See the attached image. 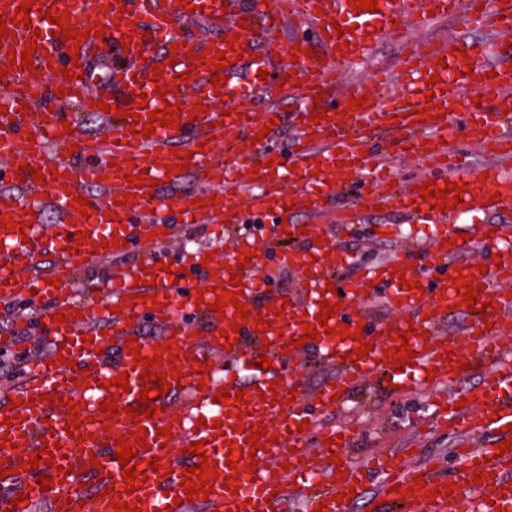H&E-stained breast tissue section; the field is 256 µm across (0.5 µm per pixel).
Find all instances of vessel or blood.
<instances>
[{"instance_id": "1", "label": "vessel or blood", "mask_w": 512, "mask_h": 512, "mask_svg": "<svg viewBox=\"0 0 512 512\" xmlns=\"http://www.w3.org/2000/svg\"><path fill=\"white\" fill-rule=\"evenodd\" d=\"M23 0H0L5 35L0 36V159L11 173L20 174L26 198L0 193V301L37 297L46 305L38 320L49 327L44 338L46 356L29 360L17 390L0 396V409L11 408L12 424H0V512H31L32 504L46 501L53 512H115V503H136L141 512H272L289 496L303 502V512H351L340 492L363 493L370 476L379 479L370 512H512V451L498 453L512 440V346L503 338L512 334L505 320L512 318V233L502 225L474 227L475 240L489 248L486 271L469 260L470 245L456 239L450 224L483 209L485 203L512 202V0H378L375 11H356L352 0H240L227 9L223 0H35L30 13H20ZM63 24H55V17ZM464 17L467 26L494 28L496 44L481 59L461 57L456 39L415 43L409 33L430 23ZM203 17L208 25L238 34L246 51L264 44L263 59L251 60L253 73L238 83L224 112L190 113L189 95L214 97L211 69L226 56L224 77H234L242 62L229 43L219 40L197 51L184 45L178 30L185 21ZM312 24L322 50L307 54V42L296 40L283 47L281 33L295 23ZM101 25L112 35V45L127 65L98 76L85 59H74L62 48L64 30L86 31ZM397 39L400 51L394 65L373 70V93H363L349 73L352 64L365 60L375 43ZM35 42L31 67H23V45ZM160 46L166 57L161 78L157 69L141 64L140 54ZM298 55L294 64L279 63L284 53ZM273 65L266 79L259 70ZM219 65V64H218ZM81 76L70 80L67 70ZM438 83H431V76ZM469 86L462 94L461 86ZM495 87L490 105L476 106L486 87ZM59 96L67 112L46 107V95ZM364 97L361 109L348 110L350 98ZM266 101L265 111L239 110L238 100ZM127 102L130 114L118 117L115 107ZM293 104L290 112L281 103ZM108 104L109 123L103 135L87 138L81 113L98 114ZM182 104L176 127L150 125L149 112L166 104ZM326 112V119L312 117ZM293 129L294 151L281 157L262 132L270 120ZM34 130L35 141L24 143L21 131ZM382 132L388 139L368 151V137ZM186 141L187 150L173 153L172 145ZM483 146L490 160L484 168L470 169L462 159L463 144ZM226 145L219 153L218 145ZM72 149L69 160L57 159L58 147ZM405 153L433 169V176L395 181L391 160ZM364 174L362 195L368 208L382 207L411 224H428L431 237L422 244L403 246L391 259L375 265H356L353 256L334 238L314 241V224L324 221L346 226L359 221L356 205L332 208L340 196L341 163ZM186 165L196 174L193 203L182 206L176 219H145L152 205H165L160 183L166 170ZM143 177L133 187L129 177ZM436 188L460 185L462 202L441 211L432 208L419 191L427 181ZM98 195H89V188ZM133 192L131 203L124 193ZM247 196L250 208L268 215L275 234L266 244L278 266L293 271L300 284L297 294L271 289L261 276L260 255L254 254L236 200ZM87 199L86 209L72 198ZM57 216L55 232L41 223L44 208ZM308 211L313 224L300 227L292 220ZM23 223L22 231H6L4 221ZM200 222L238 233L235 250L227 261L208 259V247H198L181 261L177 277L160 271L161 248L175 239L182 226ZM302 240V247L286 246V239ZM83 254H75V247ZM57 258L41 273L33 268L47 249ZM135 254L124 270L107 271L102 282L87 284L96 293L93 310L66 294L81 270L103 260ZM420 269H412L414 260ZM158 270L154 284H145L147 267ZM205 270L208 288L187 287L192 272ZM421 283L420 292L407 289ZM383 289L388 306L399 312L394 322H373L368 310L371 284ZM485 301L484 312L473 315L471 325L447 328L448 314L468 312L463 303L467 286ZM233 293L236 301L222 312L208 310L217 288ZM355 302L347 311L339 299ZM335 304L327 332L303 344L305 325L322 314L323 303ZM248 309L240 319L238 304ZM271 320L270 330H258L257 316ZM107 320V332L95 323ZM162 331V340L176 352L174 363L156 366L152 389L170 385L180 404L166 398L155 404L159 415L128 416L137 406L145 385L142 365L130 354L138 342L144 356L156 355L154 340L145 336V323ZM346 324L348 339L333 329ZM407 334L413 358L398 352L399 334ZM369 354H362L364 344ZM335 366V379L310 389L303 373L308 350ZM490 362L481 383L472 388V400L461 401L452 385L461 375L466 354ZM272 362L258 369L260 358ZM178 381L165 382L169 371ZM127 373V391L113 380ZM391 383L396 394L411 383L446 387L436 400L437 424L456 438L452 459L461 463L448 473L435 461L410 463L398 451L388 450L364 464L317 470L306 449L316 440L324 458L345 454L356 436L353 427L327 425L322 415L336 402H348L369 383ZM244 394L247 406L222 404L220 389ZM117 397V418L100 404ZM78 405L82 424L70 428L71 405ZM250 411L251 423L238 417ZM266 434L254 437L255 426ZM169 436H161V429ZM137 446L141 487L129 488L124 469L115 457L117 441ZM147 448H140V441ZM204 442L205 455L187 454L194 442ZM254 451L256 469L228 466L230 447ZM51 450L52 464L30 468L39 448ZM158 458L152 471L150 458ZM208 461L217 467L209 496L187 500L181 482L187 470ZM99 479L96 492L83 482L87 474ZM52 478L48 490L37 478ZM237 482L236 492L225 489ZM452 483L451 493L441 491ZM435 498H428V491Z\"/></svg>"}]
</instances>
